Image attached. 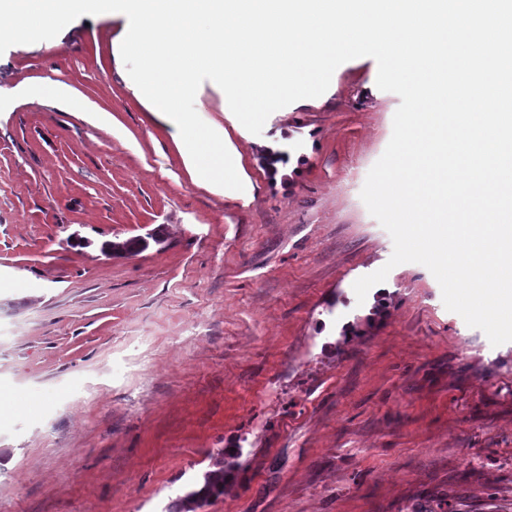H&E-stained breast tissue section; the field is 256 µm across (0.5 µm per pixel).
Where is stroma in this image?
<instances>
[{
    "label": "stroma",
    "mask_w": 512,
    "mask_h": 512,
    "mask_svg": "<svg viewBox=\"0 0 512 512\" xmlns=\"http://www.w3.org/2000/svg\"><path fill=\"white\" fill-rule=\"evenodd\" d=\"M125 24L0 54V512H170L229 448L202 512H512V342L417 263L353 290L393 252L360 197L400 104L376 61L258 136L201 85L245 171L216 195L128 90ZM52 99L58 105L70 111L81 112L85 109L84 101L64 83H59L53 87Z\"/></svg>",
    "instance_id": "1"
}]
</instances>
